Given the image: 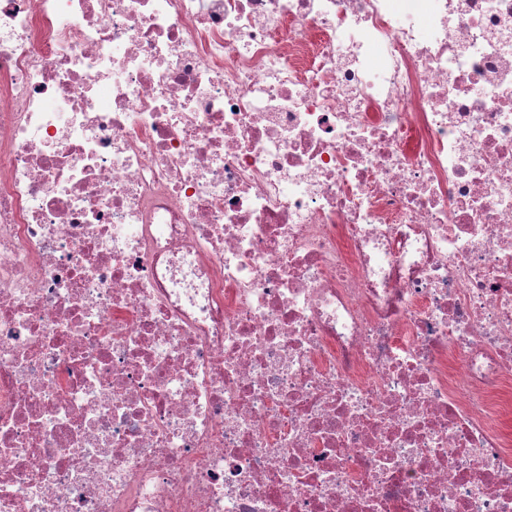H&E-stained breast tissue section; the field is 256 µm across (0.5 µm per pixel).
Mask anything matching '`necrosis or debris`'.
Listing matches in <instances>:
<instances>
[{"mask_svg":"<svg viewBox=\"0 0 512 512\" xmlns=\"http://www.w3.org/2000/svg\"><path fill=\"white\" fill-rule=\"evenodd\" d=\"M511 385L512 0H0V512H512Z\"/></svg>","mask_w":512,"mask_h":512,"instance_id":"obj_1","label":"necrosis or debris"}]
</instances>
